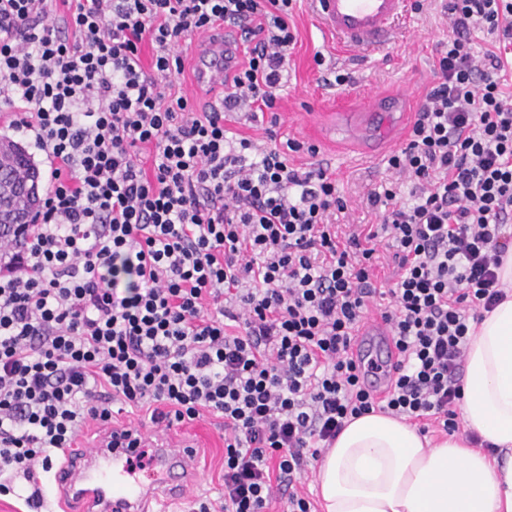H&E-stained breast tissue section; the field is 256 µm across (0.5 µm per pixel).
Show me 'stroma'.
<instances>
[{
    "mask_svg": "<svg viewBox=\"0 0 512 512\" xmlns=\"http://www.w3.org/2000/svg\"><path fill=\"white\" fill-rule=\"evenodd\" d=\"M419 10L401 24L394 41L386 48L369 54L337 55L331 39L314 23L307 0H296L290 22L297 35L288 71V82L278 104V143L294 139L303 144V151L289 153L291 164L303 166L317 162L336 179L337 188L348 204L345 211L333 215V223L372 224L376 218L367 205L371 190L399 185L409 192L408 184H397L386 159L392 145L383 143L376 131L367 129L363 136L342 149L322 148V140L314 129L315 116L330 98H344L339 87L325 84L322 71L333 68L354 76L357 86L366 93L389 98L401 89L421 97L431 80L432 62L438 43L447 40L448 28L441 15L439 0H419ZM325 57L324 67H317L316 54ZM319 146L317 155H310L308 145ZM172 439L200 452V481L194 492L212 499L222 495L221 474L224 466V422L209 416L173 428Z\"/></svg>",
    "mask_w": 512,
    "mask_h": 512,
    "instance_id": "obj_1",
    "label": "stroma"
}]
</instances>
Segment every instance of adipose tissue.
Listing matches in <instances>:
<instances>
[{
    "instance_id": "adipose-tissue-1",
    "label": "adipose tissue",
    "mask_w": 512,
    "mask_h": 512,
    "mask_svg": "<svg viewBox=\"0 0 512 512\" xmlns=\"http://www.w3.org/2000/svg\"><path fill=\"white\" fill-rule=\"evenodd\" d=\"M500 278L507 298L467 346L461 405L467 429L496 455L369 413L350 421L318 464L323 512H512V251Z\"/></svg>"
}]
</instances>
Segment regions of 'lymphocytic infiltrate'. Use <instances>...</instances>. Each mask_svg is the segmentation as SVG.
<instances>
[{"label": "lymphocytic infiltrate", "mask_w": 512, "mask_h": 512, "mask_svg": "<svg viewBox=\"0 0 512 512\" xmlns=\"http://www.w3.org/2000/svg\"><path fill=\"white\" fill-rule=\"evenodd\" d=\"M293 2L0 0V116L49 168L33 220L0 231V474L51 471L117 403L167 428L223 419L224 494L189 512H312L302 480L371 412L495 454L458 407L470 335L506 297L512 0H445L448 45L387 159L409 194L369 192L376 223L345 231L335 178L289 163L299 142L224 129L274 109ZM219 29L243 55L197 113L179 49ZM373 310L399 353L382 397L349 354Z\"/></svg>", "instance_id": "lymphocytic-infiltrate-1"}]
</instances>
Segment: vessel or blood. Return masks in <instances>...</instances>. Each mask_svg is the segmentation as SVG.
I'll list each match as a JSON object with an SVG mask.
<instances>
[{
	"instance_id": "b4317fda",
	"label": "vessel or blood",
	"mask_w": 512,
	"mask_h": 512,
	"mask_svg": "<svg viewBox=\"0 0 512 512\" xmlns=\"http://www.w3.org/2000/svg\"><path fill=\"white\" fill-rule=\"evenodd\" d=\"M318 26L335 38L339 47L371 51L387 45L398 24L406 17L410 0H308ZM241 50L240 42L213 33L203 47L193 49L196 78L201 83L219 81L224 68ZM355 359L370 370L377 390H384L398 354L387 325L369 322L353 346ZM127 448H112L100 442L96 454L58 469L55 481L68 496L84 503L83 512H154L155 503L181 499L196 483L200 473L197 451L185 447L170 450L164 439L155 443L154 477L150 483L137 481L130 472Z\"/></svg>"
}]
</instances>
